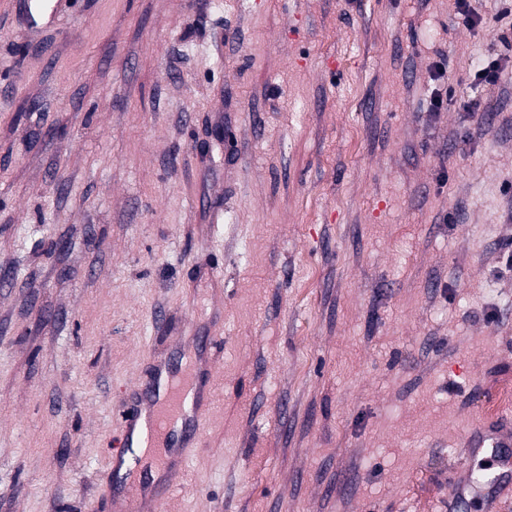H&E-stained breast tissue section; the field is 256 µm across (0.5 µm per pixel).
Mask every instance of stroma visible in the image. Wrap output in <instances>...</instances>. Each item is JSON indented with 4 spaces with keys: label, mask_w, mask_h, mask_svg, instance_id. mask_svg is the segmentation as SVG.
<instances>
[{
    "label": "stroma",
    "mask_w": 512,
    "mask_h": 512,
    "mask_svg": "<svg viewBox=\"0 0 512 512\" xmlns=\"http://www.w3.org/2000/svg\"><path fill=\"white\" fill-rule=\"evenodd\" d=\"M473 5L58 0L28 37L0 0V512H113L120 412L194 357L159 512H479L448 482L512 428V81L472 80L512 21ZM453 2L454 15L469 28L483 27L484 18L471 5V0H449Z\"/></svg>",
    "instance_id": "1"
}]
</instances>
